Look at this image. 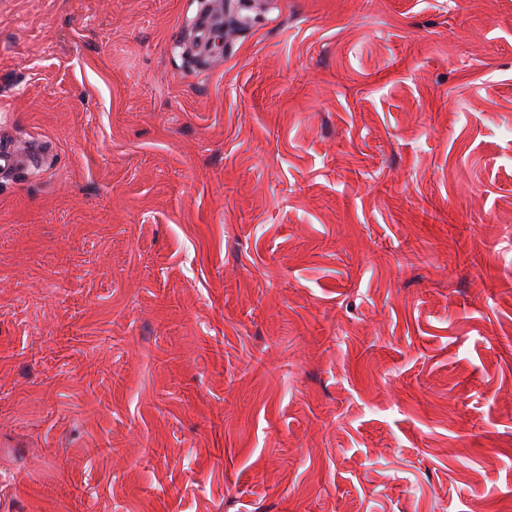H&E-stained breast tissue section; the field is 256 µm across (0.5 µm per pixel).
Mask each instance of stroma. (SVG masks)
<instances>
[{"label": "stroma", "mask_w": 512, "mask_h": 512, "mask_svg": "<svg viewBox=\"0 0 512 512\" xmlns=\"http://www.w3.org/2000/svg\"><path fill=\"white\" fill-rule=\"evenodd\" d=\"M0 0V512H512V0ZM199 26L203 48L210 50L211 40L214 35L224 29V8L222 1H213L210 8L204 11L200 18ZM28 166L29 158L23 146L11 142L0 144L1 173H21L26 171Z\"/></svg>", "instance_id": "obj_1"}]
</instances>
